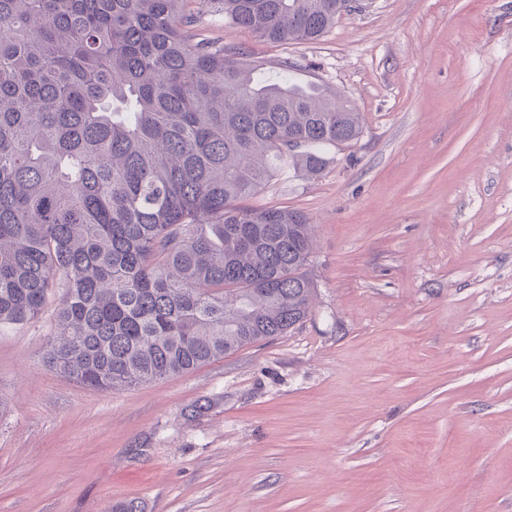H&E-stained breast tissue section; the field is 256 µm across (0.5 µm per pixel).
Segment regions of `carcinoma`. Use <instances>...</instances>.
<instances>
[{
  "label": "carcinoma",
  "instance_id": "obj_1",
  "mask_svg": "<svg viewBox=\"0 0 512 512\" xmlns=\"http://www.w3.org/2000/svg\"><path fill=\"white\" fill-rule=\"evenodd\" d=\"M185 0H0V325L59 295L52 371L112 391L180 375L306 319L308 218L248 207L285 164L356 140L351 100L257 76L193 38ZM274 43L337 0H205ZM302 144L288 149V141Z\"/></svg>",
  "mask_w": 512,
  "mask_h": 512
}]
</instances>
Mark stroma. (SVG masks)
I'll use <instances>...</instances> for the list:
<instances>
[{
  "label": "stroma",
  "mask_w": 512,
  "mask_h": 512,
  "mask_svg": "<svg viewBox=\"0 0 512 512\" xmlns=\"http://www.w3.org/2000/svg\"><path fill=\"white\" fill-rule=\"evenodd\" d=\"M185 9L362 115L248 200L309 218L312 312L114 391L44 366L55 304L0 326V512H512V0H352L288 44Z\"/></svg>",
  "instance_id": "35a3bbf8"
}]
</instances>
